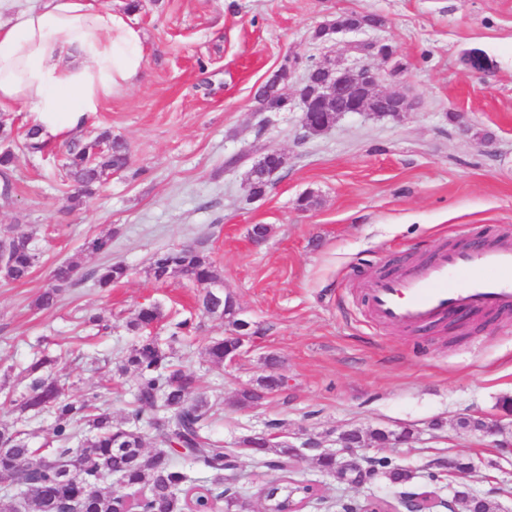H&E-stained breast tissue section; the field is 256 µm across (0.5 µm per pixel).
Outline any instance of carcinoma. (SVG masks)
I'll return each instance as SVG.
<instances>
[{
  "label": "carcinoma",
  "instance_id": "carcinoma-1",
  "mask_svg": "<svg viewBox=\"0 0 512 512\" xmlns=\"http://www.w3.org/2000/svg\"><path fill=\"white\" fill-rule=\"evenodd\" d=\"M288 82V70L280 68L266 81L263 92L267 96L279 94ZM15 159L12 149L0 150V196L11 197L12 183L7 172ZM129 164L126 143L109 133H101L93 140L75 145L68 150L65 167L76 184L73 199L78 201L93 192L104 176L126 169ZM33 234L18 230L0 238L8 253V261L0 267V280L21 282L32 273L37 253L32 244ZM112 248V235H100L85 243V250L106 253ZM150 272L157 280L181 275L200 286L207 287L221 281L209 252L201 246H182L156 252L151 258ZM128 274L126 265L105 263L93 275L102 288H110ZM77 282V265L67 261L56 266L51 281L33 301L38 309L55 305L60 293ZM202 308L222 319H235L236 310L224 304L212 306L209 295L202 298ZM163 318L155 304L141 307L135 318L127 323L131 331L144 330ZM196 326L190 319L174 323L167 342L153 337L143 339L124 359L121 369L131 370L136 376L133 408L125 421L112 422L108 412L98 406L99 395L72 400L50 376L42 375L54 360L43 357L30 365L32 378L27 393L17 399L20 411L46 408L53 414L52 435L57 447L40 451L29 446L28 433L7 423L0 425V475L10 484L26 489L20 495L12 512H120L126 504L123 495L109 489L102 490L99 482L109 476L118 477L124 487L143 486L149 494L138 500L141 512H235L246 501L212 488L198 485L183 467L176 466L171 454L179 452L192 468H200L221 478L224 466L237 458L235 452L224 447L208 431V420L213 405L203 393L196 392L195 378L172 363L174 344L190 336ZM229 346L218 340L205 347L211 363L224 365ZM271 372L251 389L239 394L238 405L248 408L260 403L280 388L283 375L276 371L277 361L269 358ZM152 414V437L144 435L138 423L145 413ZM411 431L399 433L384 429L368 432L371 443L406 441ZM154 451H144L145 442ZM238 447L260 457L265 464L284 471L292 449L269 438V433L258 432L242 438ZM375 478L384 479L396 487L411 485L416 475L386 458L373 461ZM290 482L281 479L267 486L262 500L275 506L276 512L288 510Z\"/></svg>",
  "mask_w": 512,
  "mask_h": 512
}]
</instances>
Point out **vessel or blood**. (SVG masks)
Segmentation results:
<instances>
[{
    "label": "vessel or blood",
    "instance_id": "b4317fda",
    "mask_svg": "<svg viewBox=\"0 0 512 512\" xmlns=\"http://www.w3.org/2000/svg\"><path fill=\"white\" fill-rule=\"evenodd\" d=\"M366 311L380 326L418 329L453 314L512 312V236L478 232L425 263L376 277Z\"/></svg>",
    "mask_w": 512,
    "mask_h": 512
}]
</instances>
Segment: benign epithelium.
<instances>
[{"label": "benign epithelium", "mask_w": 512, "mask_h": 512, "mask_svg": "<svg viewBox=\"0 0 512 512\" xmlns=\"http://www.w3.org/2000/svg\"><path fill=\"white\" fill-rule=\"evenodd\" d=\"M383 73L371 66L346 67L339 60L318 64L308 71L297 87L296 95L302 108L301 125L306 133L320 135L332 128L348 113H365L376 117L398 118L412 109L413 103L398 88L384 89ZM236 351L228 358L234 361L250 341L251 324L241 323L231 332ZM512 418V411L503 410L499 417L484 419L477 433L486 437L500 435L503 420ZM333 455L344 460L356 476L348 483L362 487L373 481L372 460L366 454L368 446L341 434L336 440ZM474 469L468 457H448L443 460L438 482L450 490L448 497L440 495V488L418 486L399 494L397 503L386 505V512H477L484 495L475 492L467 482Z\"/></svg>", "instance_id": "benign-epithelium-1"}]
</instances>
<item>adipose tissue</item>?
<instances>
[{
  "mask_svg": "<svg viewBox=\"0 0 512 512\" xmlns=\"http://www.w3.org/2000/svg\"><path fill=\"white\" fill-rule=\"evenodd\" d=\"M144 37L95 0H0V109L30 106L40 140L82 126L134 86Z\"/></svg>",
  "mask_w": 512,
  "mask_h": 512,
  "instance_id": "obj_1",
  "label": "adipose tissue"
}]
</instances>
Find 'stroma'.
Segmentation results:
<instances>
[{
	"mask_svg": "<svg viewBox=\"0 0 512 512\" xmlns=\"http://www.w3.org/2000/svg\"><path fill=\"white\" fill-rule=\"evenodd\" d=\"M352 12L381 14L386 24L314 39L320 25ZM131 21L145 36L138 85L106 98L42 152L12 144L0 237L31 227L39 259L27 282L0 281V422L16 420L13 400L42 350L58 357L53 374L72 398L99 394L122 422L135 376L117 367L139 342L126 323L156 304L164 314L152 330L159 341L182 318L198 325L175 361L210 398L209 431L225 447L271 424L301 449L295 479L318 483L326 503L391 501L395 487L348 486L321 472L315 455L335 449L346 430L407 427L410 441L371 447V455L414 471L421 484L434 459L471 457V488L494 491L499 512H512V456L455 429L465 415L496 416L500 400L512 397V317L452 336L443 327L372 326L363 302L372 277L426 258L452 237L485 226L512 234V0H143ZM379 41L396 50L416 102L401 119L350 113L309 137L300 105L260 111L257 90L285 57L300 59L299 80L308 66L336 58L378 68L366 46ZM472 51L486 56V69L469 66ZM104 130L125 141L130 164L75 205L67 149ZM269 149L286 165L262 198H250L248 172ZM304 196L313 200L306 209L298 205ZM256 224L271 228L259 243L250 239ZM107 233L109 254L85 251L88 239ZM200 241L253 330L223 367L205 347L232 327L200 309L204 288L148 272L155 252ZM66 260L80 264L77 285L53 308L36 309L35 297ZM108 261L123 262L129 275L102 288L89 272ZM87 313L109 330L83 324ZM271 356L286 386L239 407V393L267 374ZM278 476L238 451L230 488L260 512L259 491ZM325 505L304 512H327Z\"/></svg>",
	"mask_w": 512,
	"mask_h": 512,
	"instance_id": "obj_1",
	"label": "stroma"
}]
</instances>
